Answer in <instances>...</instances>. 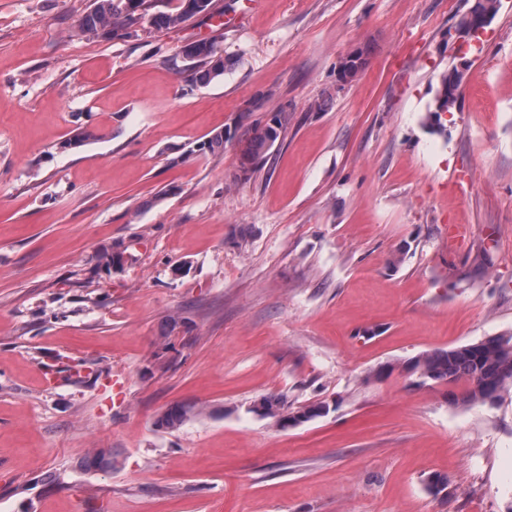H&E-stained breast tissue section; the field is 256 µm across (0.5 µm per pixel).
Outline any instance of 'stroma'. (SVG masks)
<instances>
[{"mask_svg":"<svg viewBox=\"0 0 512 512\" xmlns=\"http://www.w3.org/2000/svg\"><path fill=\"white\" fill-rule=\"evenodd\" d=\"M215 3L92 41L93 0H0V512H512V393L406 368L512 333V0L475 40L467 0ZM200 40L233 60L207 85ZM270 395L330 409L283 428ZM271 116L272 121L277 125L276 128L265 123L263 126L256 127L253 135L246 140L240 159V171L244 176L254 171L257 162L264 158L272 147L273 143L270 142L271 132L278 138L279 135L287 130L288 124L292 119L291 114L285 109H280Z\"/></svg>","mask_w":512,"mask_h":512,"instance_id":"35a3bbf8","label":"stroma"}]
</instances>
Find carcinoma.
Returning <instances> with one entry per match:
<instances>
[{"mask_svg": "<svg viewBox=\"0 0 512 512\" xmlns=\"http://www.w3.org/2000/svg\"><path fill=\"white\" fill-rule=\"evenodd\" d=\"M166 0H94L91 10L80 20V35L89 39L113 40L130 37V28L137 20L148 18L157 29H170L189 19L212 12L213 0H176L172 8ZM186 58L196 62L195 80L207 85L224 76L230 59L224 56L218 42L197 41L187 45ZM276 126L264 124L254 129L241 153L240 171L247 175L254 171L259 160L272 147L271 135H281L288 129L291 114L280 109L272 114ZM226 132L220 130L201 144V149L212 154L224 151ZM420 374L421 382L446 383L459 386L451 391L450 402L459 407L484 404L491 395L501 401L512 390V334L489 337L475 343L420 353L410 360ZM265 417L280 422V415L288 411V402L279 396L261 398ZM188 418L183 407L170 409L161 419L168 428L180 427Z\"/></svg>", "mask_w": 512, "mask_h": 512, "instance_id": "carcinoma-1", "label": "carcinoma"}]
</instances>
